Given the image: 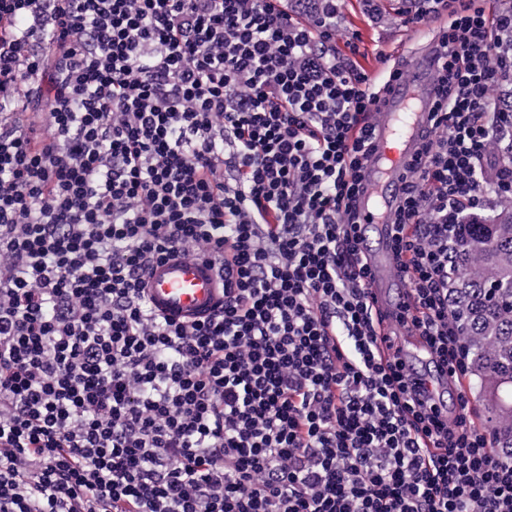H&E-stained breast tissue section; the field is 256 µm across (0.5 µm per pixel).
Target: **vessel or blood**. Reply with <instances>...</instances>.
<instances>
[{
    "mask_svg": "<svg viewBox=\"0 0 512 512\" xmlns=\"http://www.w3.org/2000/svg\"><path fill=\"white\" fill-rule=\"evenodd\" d=\"M432 56H425L393 80L392 92L369 120L375 145L362 170L364 193L357 200L359 257L368 272L370 293L378 305L401 313L406 283L393 258V226L389 216L402 195L403 174L430 128L434 101ZM217 256L179 253L154 261L144 275L152 309L175 322L192 323L214 315L224 302Z\"/></svg>",
    "mask_w": 512,
    "mask_h": 512,
    "instance_id": "obj_1",
    "label": "vessel or blood"
}]
</instances>
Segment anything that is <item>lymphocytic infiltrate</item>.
<instances>
[{
  "label": "lymphocytic infiltrate",
  "instance_id": "obj_1",
  "mask_svg": "<svg viewBox=\"0 0 512 512\" xmlns=\"http://www.w3.org/2000/svg\"><path fill=\"white\" fill-rule=\"evenodd\" d=\"M0 0V512H512V461L383 352L354 203L380 92L339 0ZM431 133L393 251L448 382V225L512 198V8L425 0ZM500 150L493 175L481 163ZM222 257L175 323L142 280ZM219 260L216 255L191 257L173 253L152 262L144 275V291L151 308L175 322L210 318L224 303Z\"/></svg>",
  "mask_w": 512,
  "mask_h": 512
}]
</instances>
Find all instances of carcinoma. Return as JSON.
I'll list each match as a JSON object with an SVG mask.
<instances>
[{
	"label": "carcinoma",
	"mask_w": 512,
	"mask_h": 512,
	"mask_svg": "<svg viewBox=\"0 0 512 512\" xmlns=\"http://www.w3.org/2000/svg\"><path fill=\"white\" fill-rule=\"evenodd\" d=\"M448 305L479 395L490 400L494 447L512 460V200L448 225Z\"/></svg>",
	"instance_id": "cac0c4a2"
}]
</instances>
